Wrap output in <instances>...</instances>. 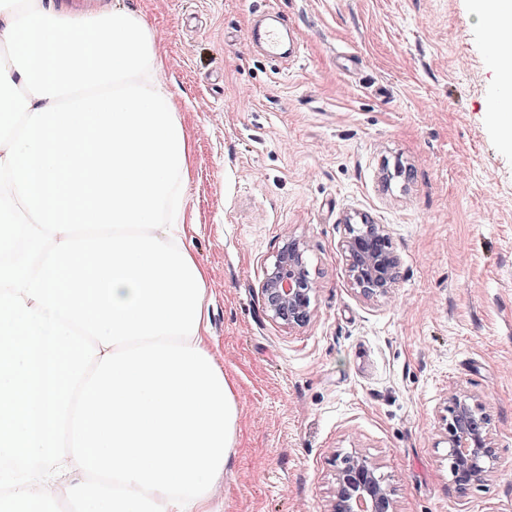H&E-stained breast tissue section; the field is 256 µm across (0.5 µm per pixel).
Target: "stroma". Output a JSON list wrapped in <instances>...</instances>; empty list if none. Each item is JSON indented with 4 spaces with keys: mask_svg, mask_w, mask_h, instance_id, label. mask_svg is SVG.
Instances as JSON below:
<instances>
[{
    "mask_svg": "<svg viewBox=\"0 0 512 512\" xmlns=\"http://www.w3.org/2000/svg\"><path fill=\"white\" fill-rule=\"evenodd\" d=\"M121 3L154 33L190 137L188 244L239 407L218 512H327L333 460L355 453L380 464L398 512H512V142L474 0ZM270 8L298 56L250 41ZM363 216L398 258L371 301L341 251ZM288 235L319 286L293 331L260 293ZM459 390L498 446L464 491L440 430Z\"/></svg>",
    "mask_w": 512,
    "mask_h": 512,
    "instance_id": "35a3bbf8",
    "label": "stroma"
}]
</instances>
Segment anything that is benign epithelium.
<instances>
[{
  "label": "benign epithelium",
  "instance_id": "1",
  "mask_svg": "<svg viewBox=\"0 0 512 512\" xmlns=\"http://www.w3.org/2000/svg\"><path fill=\"white\" fill-rule=\"evenodd\" d=\"M347 227L342 252L352 288L367 301L386 296L398 277V259L386 225L363 218ZM317 290L304 241L285 237L261 284L267 317L288 330L305 326ZM447 412L443 426L453 478L456 485L466 489L494 473L497 446L491 419L479 398L467 391L451 396ZM334 463L329 512H397L396 490L379 472L376 461L364 455H351Z\"/></svg>",
  "mask_w": 512,
  "mask_h": 512
}]
</instances>
